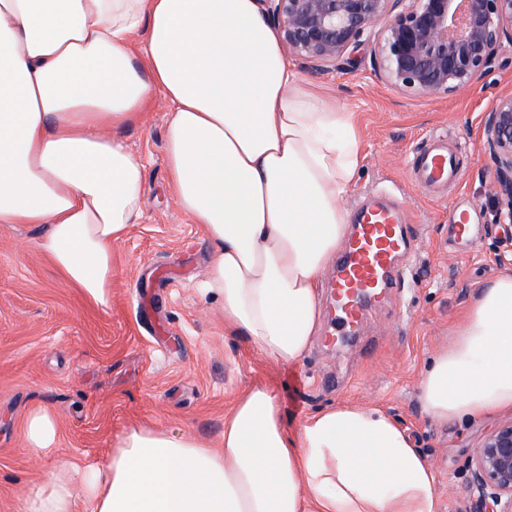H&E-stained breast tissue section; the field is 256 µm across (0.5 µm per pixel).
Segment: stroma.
Returning <instances> with one entry per match:
<instances>
[{
	"instance_id": "obj_1",
	"label": "stroma",
	"mask_w": 512,
	"mask_h": 512,
	"mask_svg": "<svg viewBox=\"0 0 512 512\" xmlns=\"http://www.w3.org/2000/svg\"><path fill=\"white\" fill-rule=\"evenodd\" d=\"M288 59L306 87L357 117L364 164L347 209L363 194L399 187L403 220L422 243L418 257L399 264L398 289L369 309L362 331L339 350L316 337L294 364L228 334L218 304L195 288L212 254L169 190L168 107L153 98L139 120L112 132L144 162L145 191L138 224L112 246L108 308L68 287L37 251L43 225L0 224V512H18L63 462L107 459L134 427L189 433L218 447L225 414L257 381L274 390L291 429L329 405L387 410L431 462L439 512H466L470 454L512 420V409L444 423L422 409L418 386L479 289L512 270V224L496 221V168L482 138L487 112L512 93V45L468 86L436 97L388 84L366 50L325 71L294 53ZM433 134L464 147L458 184L438 197L410 180L415 152ZM459 210L470 216L472 241L452 235L451 215ZM39 408L53 413L59 437L55 448L36 452L23 430Z\"/></svg>"
}]
</instances>
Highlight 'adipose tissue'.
<instances>
[{"label": "adipose tissue", "instance_id": "obj_1", "mask_svg": "<svg viewBox=\"0 0 512 512\" xmlns=\"http://www.w3.org/2000/svg\"><path fill=\"white\" fill-rule=\"evenodd\" d=\"M180 209L203 228L199 283L225 327L296 363L315 336L324 269L361 171L354 113L306 88L255 0H0V224L36 243L92 304L112 297V246L141 216L144 165L111 135L154 96ZM434 419L512 408V273L480 289L419 383ZM50 472L19 512H438L437 476L381 408L340 404L288 432L257 383L220 447L133 428L105 462Z\"/></svg>", "mask_w": 512, "mask_h": 512}]
</instances>
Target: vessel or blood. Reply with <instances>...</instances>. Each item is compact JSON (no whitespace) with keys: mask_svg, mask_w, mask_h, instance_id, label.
Instances as JSON below:
<instances>
[{"mask_svg":"<svg viewBox=\"0 0 512 512\" xmlns=\"http://www.w3.org/2000/svg\"><path fill=\"white\" fill-rule=\"evenodd\" d=\"M459 165L457 151L437 136L417 151L413 173L422 187L436 192L457 179ZM412 250L413 239L392 204L376 196L360 205L328 280L337 335L357 334L367 308L385 300L395 288L393 270Z\"/></svg>","mask_w":512,"mask_h":512,"instance_id":"vessel-or-blood-1","label":"vessel or blood"}]
</instances>
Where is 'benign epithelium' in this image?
Wrapping results in <instances>:
<instances>
[{
    "label": "benign epithelium",
    "instance_id": "obj_1",
    "mask_svg": "<svg viewBox=\"0 0 512 512\" xmlns=\"http://www.w3.org/2000/svg\"><path fill=\"white\" fill-rule=\"evenodd\" d=\"M282 44L325 71L351 48L370 46L391 85L419 95L452 94L512 45V0H259ZM382 28H377L378 24ZM482 138L497 171V214L512 224V94L487 113ZM469 512H512V421L473 449Z\"/></svg>",
    "mask_w": 512,
    "mask_h": 512
}]
</instances>
